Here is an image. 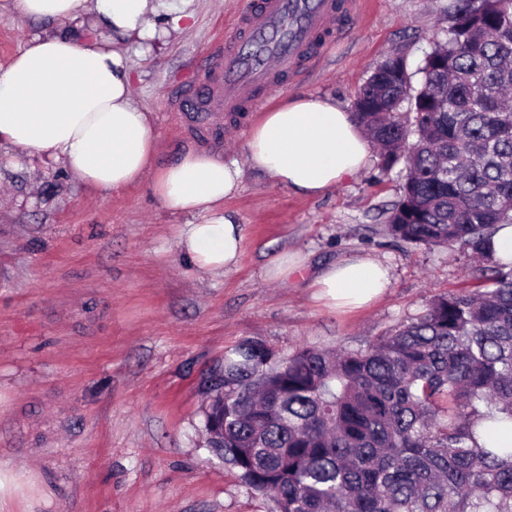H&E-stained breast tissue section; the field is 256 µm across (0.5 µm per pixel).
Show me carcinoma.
I'll list each match as a JSON object with an SVG mask.
<instances>
[{"label": "carcinoma", "mask_w": 512, "mask_h": 512, "mask_svg": "<svg viewBox=\"0 0 512 512\" xmlns=\"http://www.w3.org/2000/svg\"><path fill=\"white\" fill-rule=\"evenodd\" d=\"M416 74L393 56L355 102L381 174L406 169L387 229L458 246L474 284L355 348L224 354L207 445L272 512H512V447L477 436L512 427V0H449Z\"/></svg>", "instance_id": "obj_1"}]
</instances>
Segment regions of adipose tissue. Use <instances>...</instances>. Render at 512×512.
Returning <instances> with one entry per match:
<instances>
[{"mask_svg":"<svg viewBox=\"0 0 512 512\" xmlns=\"http://www.w3.org/2000/svg\"><path fill=\"white\" fill-rule=\"evenodd\" d=\"M35 20L90 24L89 36L47 32L33 36L0 68V146L45 158L105 192L151 176L156 197L170 210L204 214L182 225L177 247L197 270L218 276L237 266L241 224L224 200L239 187L244 166L305 196H317L365 169V131L353 113L328 98L302 96L265 114L245 145L244 161L187 151L155 164L148 112L132 97L129 58L146 42L180 33L190 13L175 0H16ZM171 26H158L161 18ZM390 283L371 257L331 265L315 287L332 301L363 305Z\"/></svg>","mask_w":512,"mask_h":512,"instance_id":"ef3b65f1","label":"adipose tissue"}]
</instances>
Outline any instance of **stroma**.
I'll list each match as a JSON object with an SVG mask.
<instances>
[{
	"instance_id": "1",
	"label": "stroma",
	"mask_w": 512,
	"mask_h": 512,
	"mask_svg": "<svg viewBox=\"0 0 512 512\" xmlns=\"http://www.w3.org/2000/svg\"><path fill=\"white\" fill-rule=\"evenodd\" d=\"M334 45L269 94L299 93L353 111L372 69L388 56L416 66L448 25V0H366ZM246 0H193L181 34L132 58L133 97L150 114L157 161L188 150L244 160L247 132L207 149L182 135L176 99L206 81L204 61ZM46 23L0 0V67ZM368 166L308 197L245 167L224 202L244 231L239 264L198 274L176 247L185 214L154 196L150 178L121 192L80 182L53 162L0 149V478L5 512H270L211 453L204 379L246 339L288 355L299 346L355 347L419 315L438 295L470 286L453 247H414L387 231L403 177ZM304 276L270 279L284 254ZM371 255L389 269L387 292L348 311L320 298L322 269Z\"/></svg>"
}]
</instances>
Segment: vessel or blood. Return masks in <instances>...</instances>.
<instances>
[{"label": "vessel or blood", "instance_id": "vessel-or-blood-1", "mask_svg": "<svg viewBox=\"0 0 512 512\" xmlns=\"http://www.w3.org/2000/svg\"><path fill=\"white\" fill-rule=\"evenodd\" d=\"M359 7L358 0H249L211 59L207 84L177 105L184 132L221 142L225 120L257 110L278 78L301 73L334 37L341 14Z\"/></svg>", "mask_w": 512, "mask_h": 512}]
</instances>
